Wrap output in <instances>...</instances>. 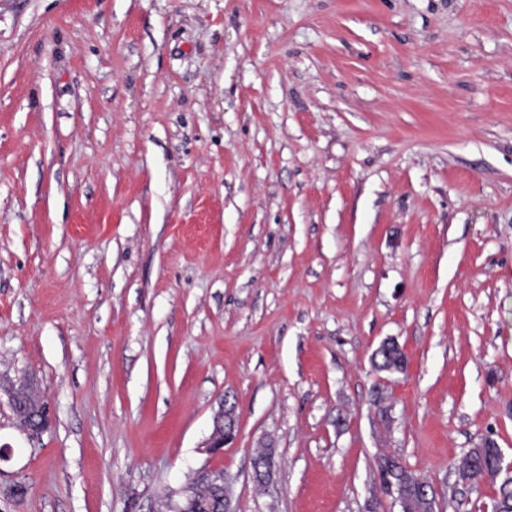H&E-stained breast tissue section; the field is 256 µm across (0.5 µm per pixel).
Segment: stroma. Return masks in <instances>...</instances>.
Returning a JSON list of instances; mask_svg holds the SVG:
<instances>
[{
    "label": "stroma",
    "instance_id": "35a3bbf8",
    "mask_svg": "<svg viewBox=\"0 0 512 512\" xmlns=\"http://www.w3.org/2000/svg\"><path fill=\"white\" fill-rule=\"evenodd\" d=\"M24 380L49 426L0 397V512H169L207 461L236 512H363L384 454L491 512L456 465L512 461V0H0ZM371 364L375 371L390 374L404 373L407 369L408 358L396 345L383 344L378 347L371 356ZM225 400L222 409L214 421L213 432L204 448L210 457H219L223 448L232 444L236 438L235 406L226 408ZM225 407V408H224Z\"/></svg>",
    "mask_w": 512,
    "mask_h": 512
}]
</instances>
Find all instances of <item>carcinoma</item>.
I'll return each instance as SVG.
<instances>
[{"label": "carcinoma", "instance_id": "1", "mask_svg": "<svg viewBox=\"0 0 512 512\" xmlns=\"http://www.w3.org/2000/svg\"><path fill=\"white\" fill-rule=\"evenodd\" d=\"M371 364L377 372L404 373L408 358L398 346L382 345L373 352ZM377 469L381 489L385 491L389 485H395L400 499L408 503L411 512H439V500L432 494L424 493L427 482L414 471L403 467L397 459H392L389 466L379 463ZM486 475L498 486L493 509L512 512V471L504 464L502 449L489 437L481 439L476 447L469 449L458 468V476L463 482H477Z\"/></svg>", "mask_w": 512, "mask_h": 512}]
</instances>
